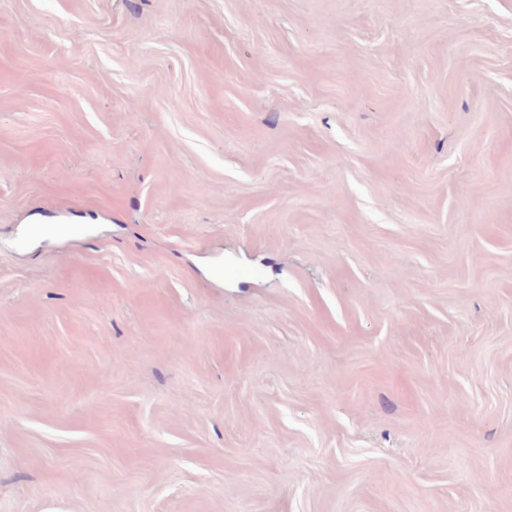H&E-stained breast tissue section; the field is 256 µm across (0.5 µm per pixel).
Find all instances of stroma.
<instances>
[{
  "mask_svg": "<svg viewBox=\"0 0 512 512\" xmlns=\"http://www.w3.org/2000/svg\"><path fill=\"white\" fill-rule=\"evenodd\" d=\"M0 512H512V0H0Z\"/></svg>",
  "mask_w": 512,
  "mask_h": 512,
  "instance_id": "35a3bbf8",
  "label": "stroma"
}]
</instances>
